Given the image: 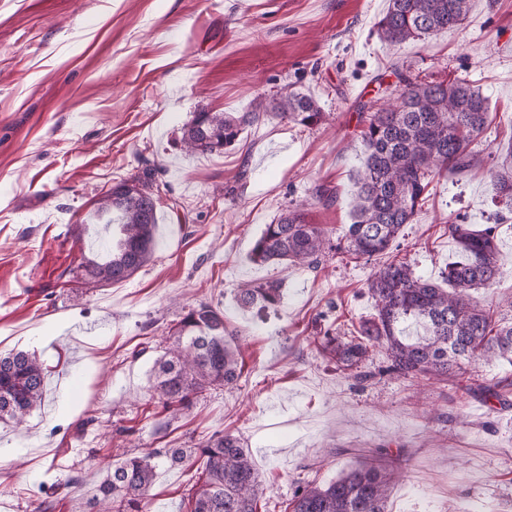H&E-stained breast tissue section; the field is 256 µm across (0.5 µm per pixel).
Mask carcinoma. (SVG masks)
I'll use <instances>...</instances> for the list:
<instances>
[{
	"instance_id": "carcinoma-1",
	"label": "carcinoma",
	"mask_w": 512,
	"mask_h": 512,
	"mask_svg": "<svg viewBox=\"0 0 512 512\" xmlns=\"http://www.w3.org/2000/svg\"><path fill=\"white\" fill-rule=\"evenodd\" d=\"M468 10L469 0H389L376 23L377 35L393 45L425 40L460 26ZM392 74L399 79L394 103L371 100L358 113L364 159L354 221L344 242L333 243L324 225L311 223L305 204L299 203L265 225L252 259L311 269L332 252L351 262L382 261L368 281L374 317L348 338L329 329L317 337L318 352L338 369L357 370L356 378L367 377L358 368L376 347L387 353L388 373L414 383L452 378L466 362L512 361V322L496 321L471 295L501 276L498 233L512 213V153L491 171L493 190L506 212L496 213L492 224L447 225L463 255L441 272L447 287L416 275L407 258L390 254L392 243L413 222L436 176L461 174L473 165L471 145L489 123V107L480 89L465 78H412L398 68ZM265 111L307 127L323 119L317 101L298 91L272 98ZM259 119L258 112H197L183 127L181 143L189 153L220 154L235 147ZM154 184L152 169L145 168L100 197L97 212L110 215L112 247L102 260L84 263L87 277L122 282L149 261L158 224ZM281 298L282 283L266 281L238 289L236 303L241 309H271ZM414 324L422 329L416 336L409 332ZM171 336L170 348L154 362V396L166 409L181 411L199 393L231 386L241 377L235 337L220 309L208 304L190 309ZM44 383V368L35 355L22 350L0 355V420L22 423L40 403ZM505 389L498 381L476 382L462 388V394L477 392L503 404ZM189 454L201 462L189 482L191 512H256L259 473L241 439L224 433L194 448H156L117 459L89 505L97 512H145L157 467L175 466ZM403 473L400 459L381 454L326 484H299L287 507L290 512H387L391 487Z\"/></svg>"
}]
</instances>
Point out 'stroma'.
I'll return each mask as SVG.
<instances>
[{
  "label": "stroma",
  "instance_id": "1",
  "mask_svg": "<svg viewBox=\"0 0 512 512\" xmlns=\"http://www.w3.org/2000/svg\"><path fill=\"white\" fill-rule=\"evenodd\" d=\"M388 0H0V354L34 353L45 394L23 425L0 420V512H89L113 457L239 436L262 477L259 512H283L298 482H326L376 452L400 457L388 512H512V405L462 398L473 379L512 381L503 359L464 366L455 383L386 374L376 350L365 381L316 351L317 330L369 318L374 263L328 257L315 270L250 258L264 225L308 200L331 237L352 222L360 103L398 66L464 76L492 122L476 163L439 177L396 244L416 275L459 260L448 222L491 223L493 156L512 145V0H470L455 30L381 42ZM295 89L321 124L262 118L235 149L188 154L197 112H257ZM156 171V249L130 279L99 285L83 258L111 241L98 199L143 167ZM337 192L329 206L316 186ZM503 277L477 299L512 308V220L499 233ZM280 280L274 311L240 310L241 285ZM237 330L242 376L174 416L152 397V367L192 307ZM194 465H162L148 512H188Z\"/></svg>",
  "mask_w": 512,
  "mask_h": 512
}]
</instances>
